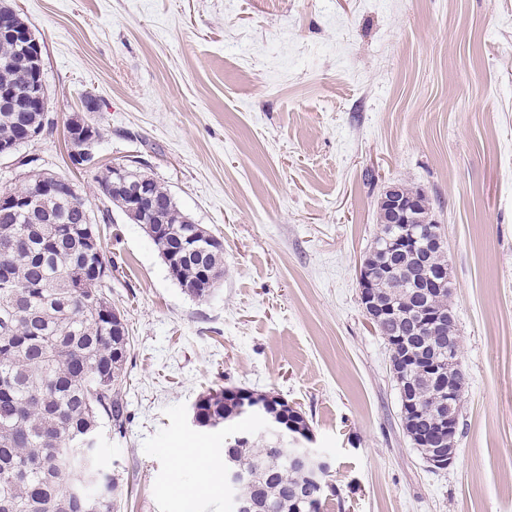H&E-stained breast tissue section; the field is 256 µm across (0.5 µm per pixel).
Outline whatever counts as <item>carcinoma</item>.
Masks as SVG:
<instances>
[{
  "instance_id": "1",
  "label": "carcinoma",
  "mask_w": 512,
  "mask_h": 512,
  "mask_svg": "<svg viewBox=\"0 0 512 512\" xmlns=\"http://www.w3.org/2000/svg\"><path fill=\"white\" fill-rule=\"evenodd\" d=\"M28 58L21 45L0 41V90L20 102L28 97ZM44 113L17 112L0 106V143L9 145L27 127L42 125ZM131 182L148 186L157 218L145 225L162 258L180 251L173 279L188 295L209 296L202 271L224 276V243L203 230L177 206L171 192L141 167H128ZM55 178L48 172L28 175L20 192L27 208H0V512H118L119 478L98 467V448H83L85 437L100 439L103 428L121 430L125 405L121 385L129 337L112 335L115 309L104 296L110 265L103 249H94L89 233V201L69 180L59 178L52 196L39 186ZM389 225L380 224L377 258L390 256ZM383 291L409 312L417 302L449 303L448 294L422 298L410 280L392 277ZM406 321L399 315L376 326L389 346ZM430 344L409 336L391 361L405 362L411 350ZM405 399L420 414L433 417L435 396L427 387ZM280 406L273 393L209 390L195 403L198 426L216 429L235 420L241 401ZM224 461L250 476L234 489L246 499L247 512H295L299 494L316 489L313 473L295 466L288 452L271 453L244 434L224 446Z\"/></svg>"
}]
</instances>
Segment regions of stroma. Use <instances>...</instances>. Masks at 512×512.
<instances>
[{"mask_svg":"<svg viewBox=\"0 0 512 512\" xmlns=\"http://www.w3.org/2000/svg\"><path fill=\"white\" fill-rule=\"evenodd\" d=\"M42 47L46 119L0 158L74 183L112 266L131 348L122 433L100 464L120 512H231L224 435L191 423L211 388L278 394L331 463L323 512H512V0H10ZM98 107L102 165L138 158L224 243L186 295L137 224L74 168L68 117ZM436 199L468 387L454 463L400 426L358 267L388 185Z\"/></svg>","mask_w":512,"mask_h":512,"instance_id":"35a3bbf8","label":"stroma"}]
</instances>
